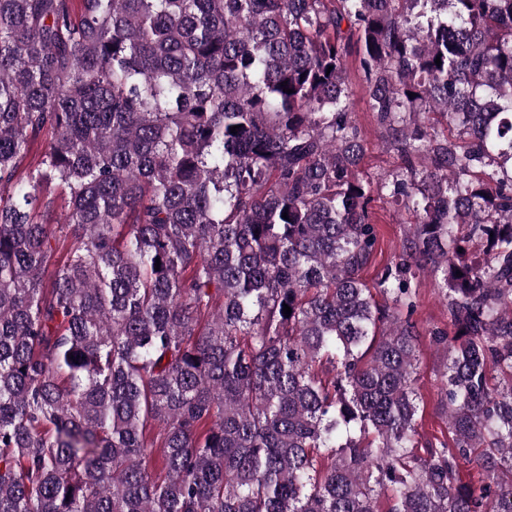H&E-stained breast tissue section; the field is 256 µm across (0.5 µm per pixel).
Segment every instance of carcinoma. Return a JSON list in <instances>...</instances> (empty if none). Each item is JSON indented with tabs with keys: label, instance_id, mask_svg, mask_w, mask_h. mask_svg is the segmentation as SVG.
Masks as SVG:
<instances>
[{
	"label": "carcinoma",
	"instance_id": "cac0c4a2",
	"mask_svg": "<svg viewBox=\"0 0 512 512\" xmlns=\"http://www.w3.org/2000/svg\"><path fill=\"white\" fill-rule=\"evenodd\" d=\"M353 51L415 216L372 284ZM7 186L0 512H512V0H0ZM418 288L417 308L413 314L419 332L417 344V374L415 387L420 394L418 431L423 440L448 435V425L443 413V392L440 372L446 362L442 351H438L429 336L430 330L436 327L447 329L452 327L448 320V309L439 297L432 278L417 272Z\"/></svg>",
	"mask_w": 512,
	"mask_h": 512
}]
</instances>
